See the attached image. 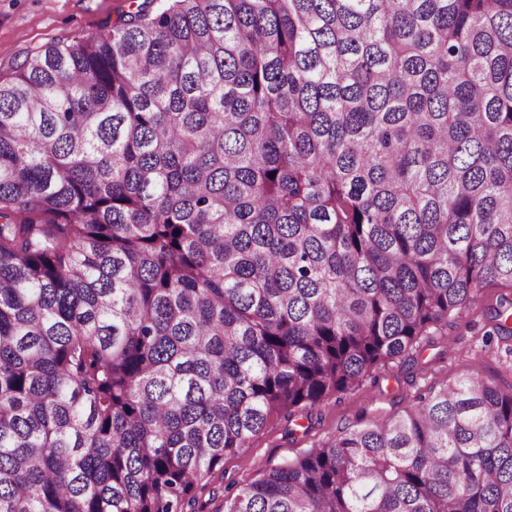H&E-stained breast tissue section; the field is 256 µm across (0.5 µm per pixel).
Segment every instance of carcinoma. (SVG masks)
Instances as JSON below:
<instances>
[{"label":"carcinoma","instance_id":"carcinoma-1","mask_svg":"<svg viewBox=\"0 0 512 512\" xmlns=\"http://www.w3.org/2000/svg\"><path fill=\"white\" fill-rule=\"evenodd\" d=\"M492 281L512 0H141L29 52L0 81V512H185ZM226 512H512V391L421 394Z\"/></svg>","mask_w":512,"mask_h":512}]
</instances>
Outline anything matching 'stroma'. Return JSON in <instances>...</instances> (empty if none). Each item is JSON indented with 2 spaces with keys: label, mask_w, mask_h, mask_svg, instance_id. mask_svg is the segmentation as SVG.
<instances>
[{
  "label": "stroma",
  "mask_w": 512,
  "mask_h": 512,
  "mask_svg": "<svg viewBox=\"0 0 512 512\" xmlns=\"http://www.w3.org/2000/svg\"><path fill=\"white\" fill-rule=\"evenodd\" d=\"M129 5V0H0V78L9 79L29 51L110 30ZM510 296V287L484 288L446 328L386 364L358 390L267 426L249 447L225 458L212 484L198 491L190 512H225L228 497L263 478L270 468L333 440L351 426L387 424L404 415L421 392L470 377L512 389V356L506 355L505 343L484 340L494 328L497 304Z\"/></svg>",
  "instance_id": "1"
}]
</instances>
